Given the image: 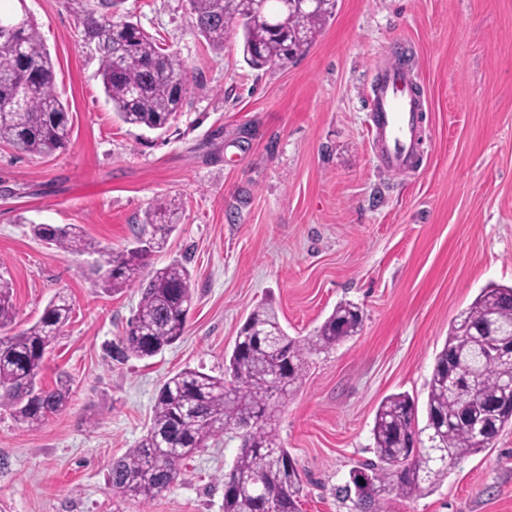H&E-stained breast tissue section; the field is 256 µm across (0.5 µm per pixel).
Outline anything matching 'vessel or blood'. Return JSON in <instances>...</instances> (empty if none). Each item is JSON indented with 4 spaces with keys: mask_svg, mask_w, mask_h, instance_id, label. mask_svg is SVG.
<instances>
[{
    "mask_svg": "<svg viewBox=\"0 0 512 512\" xmlns=\"http://www.w3.org/2000/svg\"><path fill=\"white\" fill-rule=\"evenodd\" d=\"M373 114L372 147L390 171L414 167L423 100L412 70L398 64L377 76L376 90L367 103Z\"/></svg>",
    "mask_w": 512,
    "mask_h": 512,
    "instance_id": "obj_1",
    "label": "vessel or blood"
}]
</instances>
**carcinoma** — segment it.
<instances>
[{
  "mask_svg": "<svg viewBox=\"0 0 512 512\" xmlns=\"http://www.w3.org/2000/svg\"><path fill=\"white\" fill-rule=\"evenodd\" d=\"M123 0H102L103 14L83 11L85 37L96 43L104 93L124 124L150 130L167 128L182 108L185 72L161 43L140 25L115 18L111 9ZM188 0L195 29L208 45L224 47L239 39L244 61L261 70L286 65L303 55L334 13L335 4L308 14L288 15L276 0ZM0 20L12 29L0 36V142L26 155L51 156L70 141L69 112L55 89V67L36 24L0 3ZM173 203L158 202L146 215L137 239L151 229L146 249L110 251L102 281L114 292L136 287L140 300L113 358H152L184 334L191 307L190 271L180 262L151 265L174 230ZM33 234L66 253L82 254L94 245L79 224H35ZM8 281L0 279V407L28 427L42 426L65 411L71 398L68 382L38 387L47 349L69 320L68 298H52L36 323L12 332L16 311ZM490 318L512 323V286L485 288L450 325L428 382L426 420L407 393L380 403L372 428L375 459L351 473L362 474L343 488L361 512H382V501L425 496L448 475V465L480 454L512 425V361L483 358L481 326ZM359 307L343 303L310 338L297 339L282 329L270 303L255 307L242 324L224 374L212 376L185 368L159 388L149 428L137 447L112 463V495L139 504L163 495L175 482L180 465L211 440L235 434L251 420L240 452L224 472V512H300L303 482L273 423L274 404L288 396L301 379L309 355L324 352L354 336L362 325ZM465 354L478 374L477 395L460 385L448 388L453 359ZM230 376L231 380L224 379ZM470 411L487 431L479 435L459 422ZM437 432L439 451L412 458L414 441Z\"/></svg>",
  "mask_w": 512,
  "mask_h": 512,
  "instance_id": "obj_1",
  "label": "carcinoma"
}]
</instances>
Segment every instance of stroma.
Instances as JSON below:
<instances>
[{"label": "stroma", "mask_w": 512, "mask_h": 512, "mask_svg": "<svg viewBox=\"0 0 512 512\" xmlns=\"http://www.w3.org/2000/svg\"><path fill=\"white\" fill-rule=\"evenodd\" d=\"M99 0H27L69 106L70 143L49 157L0 143V278L13 287L15 328L56 294L72 305L50 346L44 386L67 377L72 402L41 427L0 409V512H224L240 450L210 441L164 497L137 504L108 487L114 460L136 447L160 385L190 367L224 371L246 317L262 301L304 338L343 301L360 331L310 356L276 413L305 483L301 512H357L342 489L373 460L379 403L427 398L451 322L491 285L512 286V0H336L309 51L255 70L237 39L206 44L186 0H124L177 56L187 78L172 126L121 123L101 84L80 12ZM413 68L426 102L414 171L375 156L366 100L378 71ZM180 205L155 266L186 261L192 309L183 339L125 362L122 338L140 293L95 283L111 250L160 199ZM35 224H79L96 248L64 253ZM385 512H512V426L492 448L450 466L433 493L392 497Z\"/></svg>", "instance_id": "1"}]
</instances>
